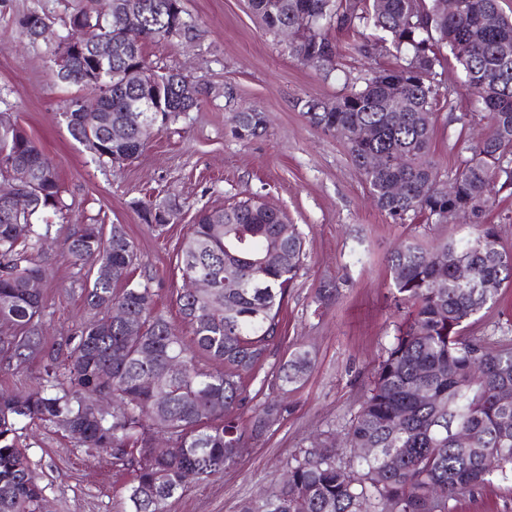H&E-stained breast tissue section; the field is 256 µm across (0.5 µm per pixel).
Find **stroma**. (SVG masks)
I'll use <instances>...</instances> for the list:
<instances>
[{
	"mask_svg": "<svg viewBox=\"0 0 512 512\" xmlns=\"http://www.w3.org/2000/svg\"><path fill=\"white\" fill-rule=\"evenodd\" d=\"M73 4L0 0V112L17 118L58 172L66 210L47 213L49 223L65 230L124 225L138 254L134 280H150L159 310L173 320L183 286L176 253L196 210L256 196L283 210L304 242L303 265L283 306V337L248 391L258 404L276 396V371L298 344L312 355L311 374L290 389L287 414L235 466L176 493L167 512H239L257 490H275L302 449L335 445L337 460L350 466L354 451L346 434L403 319L385 257L407 239L426 246L465 242L470 222L396 224L377 211L346 143L313 127L304 114L305 101L334 100L346 80L363 76L373 61L351 53L352 35L335 30L341 57L331 76L322 77L291 54L287 38L261 27L248 0H183L194 39L149 42L144 52L158 72L181 73L198 86V108L168 121L133 162L99 163L70 136L63 117L69 101L89 96V89L53 72L57 38L67 32ZM33 10L45 14L48 39L23 36L21 21ZM445 76L454 92L437 115L430 146L443 177L486 132L467 119L470 104L456 62L448 63ZM245 107L265 112L267 127L241 140L232 133V117ZM164 196L186 208L177 223L159 230L142 221L141 209ZM48 262L45 320L54 338L86 320L88 311L83 272L55 249ZM322 288L335 289L331 302L318 301ZM467 333L489 342L512 340V281ZM18 444L41 477L43 512H125L134 472L115 465L111 455L78 447L62 430L39 423L20 430ZM448 512H512V472L449 500Z\"/></svg>",
	"mask_w": 512,
	"mask_h": 512,
	"instance_id": "obj_1",
	"label": "stroma"
}]
</instances>
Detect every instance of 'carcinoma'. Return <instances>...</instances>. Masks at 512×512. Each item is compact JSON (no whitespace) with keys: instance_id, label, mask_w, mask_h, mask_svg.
I'll list each match as a JSON object with an SVG mask.
<instances>
[{"instance_id":"1","label":"carcinoma","mask_w":512,"mask_h":512,"mask_svg":"<svg viewBox=\"0 0 512 512\" xmlns=\"http://www.w3.org/2000/svg\"><path fill=\"white\" fill-rule=\"evenodd\" d=\"M453 14L439 0H249L251 13L278 33L304 12L313 24L295 30L290 48L298 59L325 75L335 69L338 46L328 30L336 27L356 36L353 53L378 55L393 62L373 69L336 97L337 106L308 100L310 122L343 138L351 158L369 187L378 210L397 224L424 217L448 223V215L466 211L475 231L460 246L447 241L426 248L406 241L389 254L394 276V305L408 315L373 377L348 432L352 448H376L357 457L348 471L331 448L318 455L295 454L288 461V482L276 496L260 490L241 512H447L448 500L491 480L484 453H502L500 471L512 468V400L497 391H512V342L487 346L464 334V324L495 303L454 280V266L472 265L480 280L501 286L512 281V256L502 246L495 226L483 222L499 187L512 185V56L500 53L501 41L512 43V17L500 0H459ZM140 13L137 49L126 51L127 34L120 24L124 11ZM497 14L498 27L482 25L485 13ZM23 33L32 41L46 38L49 26L37 11L26 15ZM183 32L191 40L182 0H111L108 14L97 0H84L69 18L67 36L88 34L112 42L105 68L109 82L100 101V121L90 124L82 112L64 113L71 137L99 145L101 163L134 160L152 132L135 128L123 137L130 104L144 102V89L122 82L128 67L152 70L143 48L148 41ZM462 70L464 86L475 108L472 117L489 133L469 146L470 157L448 173V191L438 181L429 158L435 114L451 96L442 83L447 55ZM97 66L91 50L74 57L66 81L83 83ZM162 92L146 118L155 130L189 112L199 100L184 102L178 94L185 76L162 75ZM374 131L364 142L363 127ZM266 128L264 113H234L233 133L253 138ZM377 154L389 159L368 169L363 159ZM26 168L33 203L17 213L0 202V372L15 373L36 356L43 374L32 388L0 391V512H43L44 488L17 441L23 420L58 427L79 446L110 453L115 463L134 469L129 489L131 512H166L178 490L224 473L237 463L242 449L261 437L269 423L288 412L282 400L251 405L244 379L265 363L281 338L280 312L288 286L303 262V239L272 207L240 200L222 209L197 211L181 242L177 267L182 275L203 277L212 287L177 293L175 304L191 336L157 309L151 282L133 281L137 252L120 224H80L57 235L60 252L86 269L82 289L92 312L68 334L46 342L47 300L35 282L45 283L49 268L43 248L52 225L41 223L48 212L65 208L63 188L50 159L12 116L0 113V190L10 188L9 172ZM395 183L405 191L394 195ZM183 205L161 200L143 206L141 219L162 229L177 221ZM124 320L109 317L112 308ZM180 368L169 371L172 362ZM313 358L302 346L280 364L275 380L281 390L300 383ZM423 388L429 399L415 397ZM105 398L107 408L97 407ZM466 430L472 443L458 447L452 434ZM166 439L171 452L156 456L152 442Z\"/></svg>"}]
</instances>
